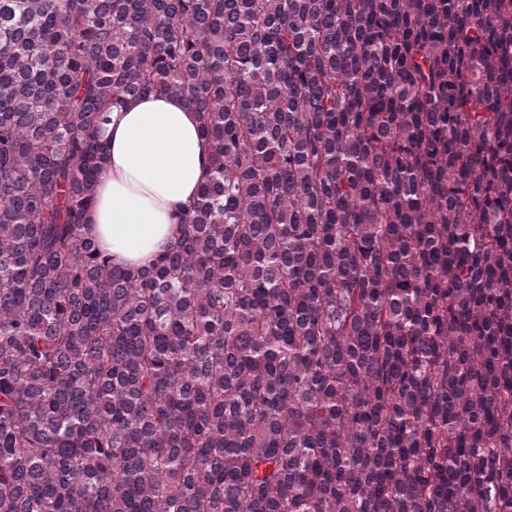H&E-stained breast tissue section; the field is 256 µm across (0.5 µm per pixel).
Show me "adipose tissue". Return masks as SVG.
<instances>
[{"mask_svg":"<svg viewBox=\"0 0 512 512\" xmlns=\"http://www.w3.org/2000/svg\"><path fill=\"white\" fill-rule=\"evenodd\" d=\"M105 137L107 163L85 231L115 262L145 266L173 242L206 179L210 148L196 113L174 96L113 109Z\"/></svg>","mask_w":512,"mask_h":512,"instance_id":"1","label":"adipose tissue"}]
</instances>
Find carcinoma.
<instances>
[{"label":"carcinoma","mask_w":512,"mask_h":512,"mask_svg":"<svg viewBox=\"0 0 512 512\" xmlns=\"http://www.w3.org/2000/svg\"><path fill=\"white\" fill-rule=\"evenodd\" d=\"M148 94L209 167L131 268ZM0 512H512V0H0ZM107 163L85 232L116 263L140 267L174 241L178 218L206 179L209 144L180 98L148 95L113 108Z\"/></svg>","instance_id":"obj_1"}]
</instances>
